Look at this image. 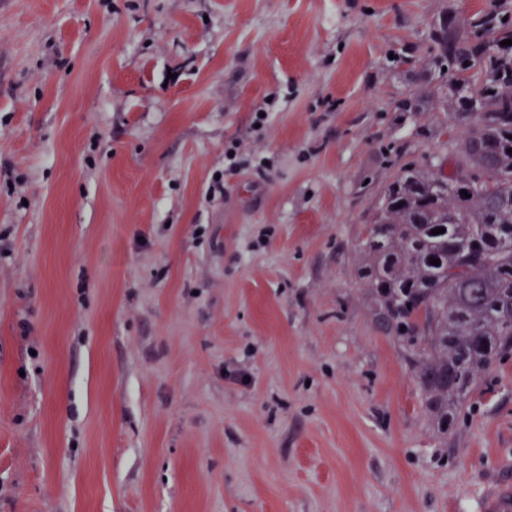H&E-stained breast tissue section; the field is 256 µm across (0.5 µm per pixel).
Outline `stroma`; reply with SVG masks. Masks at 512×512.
I'll list each match as a JSON object with an SVG mask.
<instances>
[{
    "instance_id": "stroma-1",
    "label": "stroma",
    "mask_w": 512,
    "mask_h": 512,
    "mask_svg": "<svg viewBox=\"0 0 512 512\" xmlns=\"http://www.w3.org/2000/svg\"><path fill=\"white\" fill-rule=\"evenodd\" d=\"M482 2L0 0V512L512 489V356L439 437L358 277L382 187L448 163L447 112L396 103Z\"/></svg>"
}]
</instances>
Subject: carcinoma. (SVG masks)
Returning a JSON list of instances; mask_svg holds the SVG:
<instances>
[{
  "instance_id": "cac0c4a2",
  "label": "carcinoma",
  "mask_w": 512,
  "mask_h": 512,
  "mask_svg": "<svg viewBox=\"0 0 512 512\" xmlns=\"http://www.w3.org/2000/svg\"><path fill=\"white\" fill-rule=\"evenodd\" d=\"M465 25L463 36L445 24L431 33L429 78L448 111L455 187L440 166L402 167L377 195L360 245L377 321L414 351L442 437L512 354V45H500L512 40V0H489Z\"/></svg>"
}]
</instances>
